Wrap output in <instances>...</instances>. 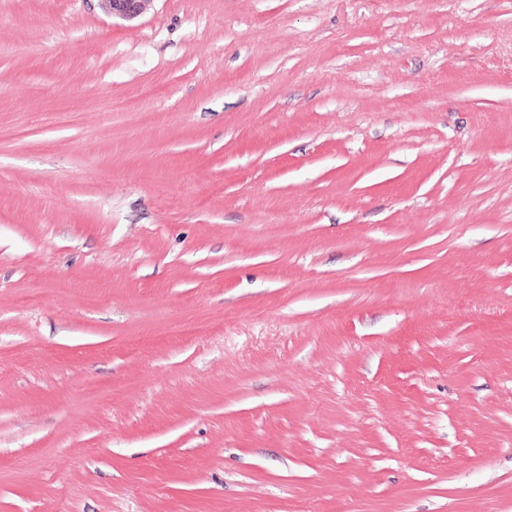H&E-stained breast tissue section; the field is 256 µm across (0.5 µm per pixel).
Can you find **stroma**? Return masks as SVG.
Returning a JSON list of instances; mask_svg holds the SVG:
<instances>
[{
    "instance_id": "stroma-1",
    "label": "stroma",
    "mask_w": 512,
    "mask_h": 512,
    "mask_svg": "<svg viewBox=\"0 0 512 512\" xmlns=\"http://www.w3.org/2000/svg\"><path fill=\"white\" fill-rule=\"evenodd\" d=\"M0 512H512V0H0ZM145 1L148 0H101L108 14L126 20L135 19L141 14Z\"/></svg>"
}]
</instances>
